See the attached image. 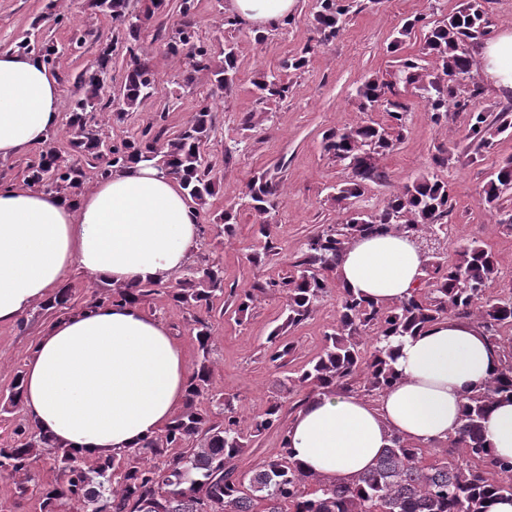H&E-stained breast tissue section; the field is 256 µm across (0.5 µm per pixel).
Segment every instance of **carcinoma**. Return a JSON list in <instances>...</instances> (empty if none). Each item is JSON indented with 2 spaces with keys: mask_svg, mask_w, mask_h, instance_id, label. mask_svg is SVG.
I'll list each match as a JSON object with an SVG mask.
<instances>
[{
  "mask_svg": "<svg viewBox=\"0 0 512 512\" xmlns=\"http://www.w3.org/2000/svg\"><path fill=\"white\" fill-rule=\"evenodd\" d=\"M195 0H180L181 20L156 29L151 42L161 41L166 53L179 63L181 88L210 84L229 93L235 86L237 52L226 43L216 56L203 42L193 23ZM97 11L116 23L112 40L102 42L95 60L76 77L80 90L69 121V150L46 144L24 169L26 185L75 200L87 185L86 169L103 177L127 164L143 161L179 181L189 202L198 210L215 194L212 166L205 159L213 126L208 97L197 101L196 112L171 134L162 112L127 139L115 141L107 114L106 97L112 79L116 44L127 43L134 63L124 77L115 108L117 118L159 93L157 75L150 63L142 34L166 10V0H95ZM348 0H321L314 16L319 42L326 44L345 28ZM420 19L407 21L397 32L391 49L397 51L415 34ZM490 32L483 0H466L464 6L437 21L424 34L419 55L400 61L397 79L369 78L358 90L362 112L383 108L384 119L333 131L324 149L348 178L336 184L330 201L348 209L381 182V158L401 142L406 129V109L388 98L399 82L420 92L435 120L448 117L449 107L464 113L465 137L481 148L494 137L512 132L509 109L494 119L483 110L468 108V97L480 94L473 70L471 48ZM18 48L32 52L52 66L57 46L25 37ZM306 63L285 59L276 70L260 74L253 86L261 100L288 96V71ZM512 194V159L498 165L480 193V204L501 215L499 224L512 232V211L504 206ZM280 182L262 173L253 178L236 202L224 209V225L231 231L234 209L243 205L258 216L275 209ZM452 209L448 184L435 173L402 185L375 211L355 210L346 223L329 225L307 238L301 259L285 275L257 287L272 288L288 297V314L271 330L269 359L277 362L290 353L284 341L288 329L305 322L338 289L336 325L325 335L318 355L285 377L287 394L308 399L320 394L362 392L378 398L401 373L395 367L403 339L427 324L455 316L479 324L496 349L500 365L496 374L465 395L460 425L448 447L431 462L428 449L394 432L371 470L347 481L322 478L302 471L293 460L281 433L277 451L253 469L240 461L256 439L281 425L283 402L274 399L259 414H248L233 399L213 392L211 354L218 340L208 313L224 294V267L201 257L190 276L166 291L175 305L194 311L191 332L198 358L191 370L182 410L160 433L141 446L89 463L71 455L33 421L18 429L20 439L0 448V477L13 480L18 498L34 497L40 512H485L492 496L512 497V460L493 457L486 446L484 422L497 398H512V288L495 295L489 288L498 277V262L487 243L456 238L454 258L441 251L448 242L444 218ZM398 232L419 242H433L422 267L426 277L409 295L379 303L337 288L334 274L350 246L361 236ZM156 293L154 284L114 287L91 304L131 301L142 304ZM47 462L59 480L44 483L36 463Z\"/></svg>",
  "mask_w": 512,
  "mask_h": 512,
  "instance_id": "obj_1",
  "label": "carcinoma"
}]
</instances>
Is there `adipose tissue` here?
I'll return each mask as SVG.
<instances>
[{
	"label": "adipose tissue",
	"instance_id": "ef3b65f1",
	"mask_svg": "<svg viewBox=\"0 0 512 512\" xmlns=\"http://www.w3.org/2000/svg\"><path fill=\"white\" fill-rule=\"evenodd\" d=\"M296 0H227L240 21L274 26ZM483 80L512 91V30L474 50ZM61 122L60 87L30 54L0 53V160L44 144ZM200 213L180 183L151 164L98 180L72 204L54 193L0 181V324L48 299L72 267L115 286L166 282L199 242ZM422 255L403 235L358 239L337 278L388 302L414 288ZM476 322L450 317L406 338L399 383L376 401L355 395L309 399L288 425V446L305 472L348 479L368 471L391 432L430 445L453 436L464 396L497 368ZM189 368L169 327L125 302L77 310L51 322L23 376L22 408L64 449L94 461L139 447L178 413ZM492 453L512 458V403L485 423Z\"/></svg>",
	"mask_w": 512,
	"mask_h": 512
}]
</instances>
